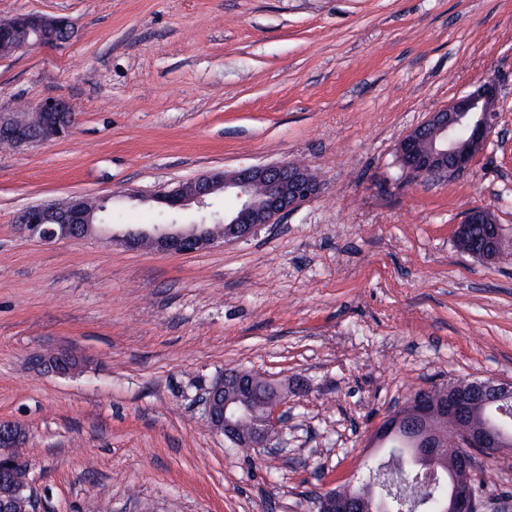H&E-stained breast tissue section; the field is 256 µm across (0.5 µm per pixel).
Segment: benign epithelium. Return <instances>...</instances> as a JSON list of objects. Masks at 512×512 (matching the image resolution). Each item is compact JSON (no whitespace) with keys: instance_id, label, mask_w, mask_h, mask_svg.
I'll return each mask as SVG.
<instances>
[{"instance_id":"benign-epithelium-1","label":"benign epithelium","mask_w":512,"mask_h":512,"mask_svg":"<svg viewBox=\"0 0 512 512\" xmlns=\"http://www.w3.org/2000/svg\"><path fill=\"white\" fill-rule=\"evenodd\" d=\"M22 25L40 34L52 26H60L64 35H40L32 42L9 44L6 49L15 54L31 47H58L74 34L67 18L51 19L40 13H30L21 18ZM38 125L32 126L23 112L0 113V143L14 148L30 144L60 140L69 136L74 116L63 99L42 102L35 107ZM499 123L498 86L487 79L476 90L464 95L448 107L431 113L428 120L406 134L397 144L400 166L409 178L426 176L441 179L459 176L472 168L474 158L481 153ZM323 184L310 170L297 163L270 166H251L226 172L214 170L181 184L178 189L160 193L155 199L166 206L170 222L155 225L153 231H127L122 241L138 248L145 243L151 247L176 254L199 252L216 243L229 244L248 237L254 230L299 208L321 194ZM222 194L234 200V205L224 210V215L202 217L181 227L178 218L190 207L203 212L210 207V200ZM93 198L75 195L64 204L49 203L22 210L17 216L20 230L29 237L45 243L71 239L76 226H93L89 219ZM224 225V234L212 233V225ZM471 224L485 225L480 250L474 255L487 261L497 258L505 247L501 225L495 214L487 208L468 211L457 225L456 241L467 237ZM41 371L57 375L78 372L84 361L66 351L41 354L35 359ZM239 393L259 394L253 374L235 370L223 377V384L210 387L204 396L210 427L242 448H264L271 455L285 452L279 436L281 408L288 392L281 391L276 402L263 405L262 418L251 428L242 431L238 425L242 413L231 407V399ZM512 406V381L485 379L462 381L448 385L447 395L433 400L424 392L415 394L400 413L385 418L375 430L373 438L383 444L400 436L410 440L419 461L418 473L436 477L446 470L452 475L448 501L444 512H478L476 490L470 480V468L476 455L495 453L512 447V434L487 421L488 411L499 412ZM439 416L448 421L454 432L458 451L445 458L441 453L442 436L438 431L425 427L431 417ZM26 440L25 431L10 422H0V470L13 473L19 491L29 489L27 469L15 454ZM374 498L360 492L349 493L344 488L328 489L318 500L319 512H372ZM0 512H38L32 496L0 499Z\"/></svg>"}]
</instances>
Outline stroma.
I'll list each match as a JSON object with an SVG mask.
<instances>
[{
    "label": "stroma",
    "instance_id": "obj_1",
    "mask_svg": "<svg viewBox=\"0 0 512 512\" xmlns=\"http://www.w3.org/2000/svg\"><path fill=\"white\" fill-rule=\"evenodd\" d=\"M68 18L54 49L0 57V111L65 100L72 134L0 149V422L39 512H316L383 457L417 391L512 380V263L459 249L470 209L512 247V0H0ZM500 121L470 173L405 181L399 140L487 78ZM306 164L323 192L187 255L111 241L207 171ZM111 196L46 246L17 214ZM63 350L80 374L40 373ZM287 385L285 453L244 450L200 396L224 369ZM484 512L512 450L480 464Z\"/></svg>",
    "mask_w": 512,
    "mask_h": 512
}]
</instances>
